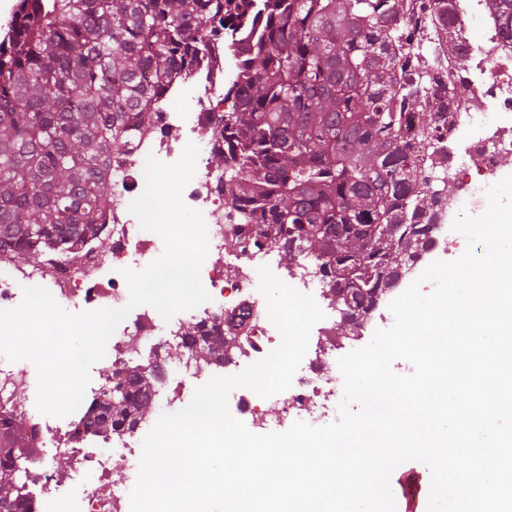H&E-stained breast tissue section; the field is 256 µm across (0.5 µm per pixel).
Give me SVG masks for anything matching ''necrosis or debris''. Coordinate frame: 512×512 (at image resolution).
I'll use <instances>...</instances> for the list:
<instances>
[{
    "label": "necrosis or debris",
    "mask_w": 512,
    "mask_h": 512,
    "mask_svg": "<svg viewBox=\"0 0 512 512\" xmlns=\"http://www.w3.org/2000/svg\"><path fill=\"white\" fill-rule=\"evenodd\" d=\"M452 22L460 34V49L468 65L459 72L451 67L447 51L431 56L429 67L450 87L445 105L453 114L448 134V163L435 175L446 181L441 206L477 216L484 209L486 190L501 155L512 152V34L504 32L486 15L483 0H452ZM480 23L481 35L469 30ZM195 85L173 80L151 112L153 131L139 137L128 151L110 156L112 200L101 221V233L110 242L100 248L93 239L79 243L76 256L41 242L31 243L36 259L18 264L10 249L0 250V309L17 306L26 286L46 288L65 309L92 311L126 306L129 288L123 269L142 270L164 251L161 237L140 228L129 205L140 194V176L147 156L177 162L187 144L199 149L196 171L183 191V200L202 211L209 235L210 261L201 280L211 296L193 313L207 332L234 337L235 349L224 359V372L234 375L277 348L281 335L270 321L264 296L259 292L258 269L268 266L283 282L314 297L325 314L312 329L309 348L290 389L278 396L276 411L265 398L246 388L229 395L231 414L252 432L287 431L294 422L320 426L335 420L343 389L336 384L337 361L348 353L336 342V310L327 303L331 284L317 266L307 261L285 264L279 252L258 246L260 227L245 223L224 193V183L210 157L218 143L210 131L224 110V42L213 41L211 57L195 70ZM477 160L470 168L468 160ZM182 315L164 320L151 306L130 310L114 332L109 349L114 364L134 369L147 359L160 361L161 375L151 392L155 414L174 413L186 407L196 386L214 374L213 365L196 360L186 340ZM181 353L178 364L165 360L170 350ZM87 389L74 415L59 420L41 414L33 384L18 363L0 356V418L22 422L29 446L22 456L27 512H130V491L112 476L113 459L137 466L144 427L100 435L81 430L95 401ZM70 461L68 477L54 467L59 456Z\"/></svg>",
    "instance_id": "necrosis-or-debris-1"
}]
</instances>
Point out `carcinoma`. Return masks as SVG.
<instances>
[{
    "label": "carcinoma",
    "mask_w": 512,
    "mask_h": 512,
    "mask_svg": "<svg viewBox=\"0 0 512 512\" xmlns=\"http://www.w3.org/2000/svg\"><path fill=\"white\" fill-rule=\"evenodd\" d=\"M512 26V0H487ZM465 68L449 0H431ZM406 0H18L0 40V247L19 260L41 240L96 237L112 196L106 158L150 128L174 78L188 80L224 33L237 73L211 164L248 224L288 263L323 260L332 304L364 315L403 254L428 252L444 186L412 184L426 153L448 159L444 87L419 67ZM424 131L402 137L406 113ZM196 355L224 364L221 334ZM151 382L120 371L84 422L128 430L152 412ZM26 431L0 425V512L23 510L15 458Z\"/></svg>",
    "instance_id": "carcinoma-1"
}]
</instances>
